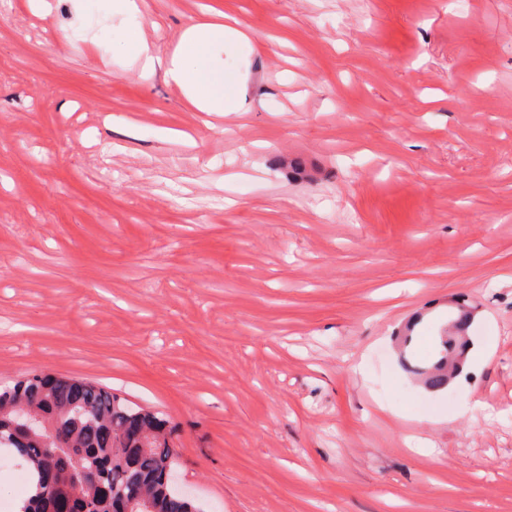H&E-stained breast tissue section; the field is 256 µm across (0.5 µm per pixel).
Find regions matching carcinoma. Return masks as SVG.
Listing matches in <instances>:
<instances>
[{
  "label": "carcinoma",
  "mask_w": 512,
  "mask_h": 512,
  "mask_svg": "<svg viewBox=\"0 0 512 512\" xmlns=\"http://www.w3.org/2000/svg\"><path fill=\"white\" fill-rule=\"evenodd\" d=\"M0 448L37 477L20 512H199L172 486L169 421L94 382L34 371L0 385Z\"/></svg>",
  "instance_id": "obj_1"
}]
</instances>
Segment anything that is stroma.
Returning <instances> with one entry per match:
<instances>
[{"label": "stroma", "mask_w": 512, "mask_h": 512, "mask_svg": "<svg viewBox=\"0 0 512 512\" xmlns=\"http://www.w3.org/2000/svg\"><path fill=\"white\" fill-rule=\"evenodd\" d=\"M80 15L0 0V383L168 417L199 512H512V0H144L247 35L208 119ZM441 337V345L444 349L445 355L443 359L436 364L432 369L428 370L430 375L429 377V385L430 387L439 388L444 386L448 380L447 376L444 373L445 371V363L444 360L448 359V355H462L464 354L465 344L460 345L458 342H454L451 339H448L447 336Z\"/></svg>", "instance_id": "1"}]
</instances>
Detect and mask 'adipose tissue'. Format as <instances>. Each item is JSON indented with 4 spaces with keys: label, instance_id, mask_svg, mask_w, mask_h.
<instances>
[{
    "label": "adipose tissue",
    "instance_id": "1",
    "mask_svg": "<svg viewBox=\"0 0 512 512\" xmlns=\"http://www.w3.org/2000/svg\"><path fill=\"white\" fill-rule=\"evenodd\" d=\"M112 8L124 19L115 53L140 62L143 71H162L166 82L176 85L198 111H235L242 93V78L224 68L221 52L233 50L245 41L241 30L215 22L192 25L182 34L169 59L155 56L142 27L139 0H112Z\"/></svg>",
    "mask_w": 512,
    "mask_h": 512
}]
</instances>
